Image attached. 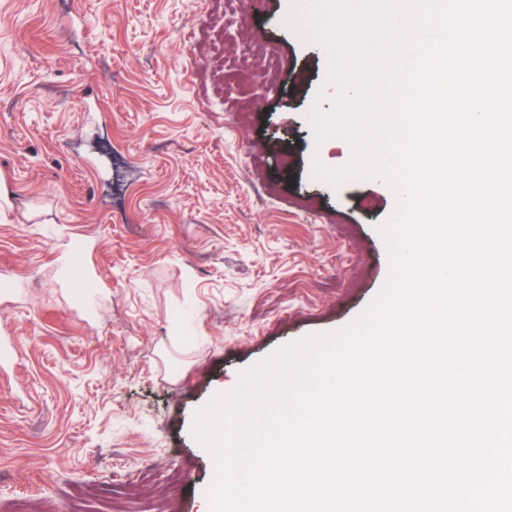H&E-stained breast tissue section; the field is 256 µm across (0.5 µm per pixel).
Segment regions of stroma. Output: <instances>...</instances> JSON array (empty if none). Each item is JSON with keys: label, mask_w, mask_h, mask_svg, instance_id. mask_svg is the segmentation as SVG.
<instances>
[{"label": "stroma", "mask_w": 512, "mask_h": 512, "mask_svg": "<svg viewBox=\"0 0 512 512\" xmlns=\"http://www.w3.org/2000/svg\"><path fill=\"white\" fill-rule=\"evenodd\" d=\"M328 66L305 0H0V512H203L196 411L379 297L397 198L314 177L350 160L312 127ZM68 274L71 280L79 286V288H74L79 301L98 288V284L91 272L78 262H70Z\"/></svg>", "instance_id": "1"}]
</instances>
